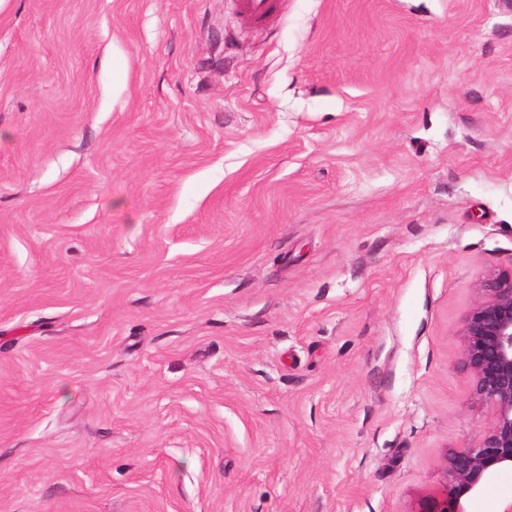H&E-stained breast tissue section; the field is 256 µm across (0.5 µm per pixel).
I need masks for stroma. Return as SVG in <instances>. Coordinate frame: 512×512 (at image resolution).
<instances>
[{
	"mask_svg": "<svg viewBox=\"0 0 512 512\" xmlns=\"http://www.w3.org/2000/svg\"><path fill=\"white\" fill-rule=\"evenodd\" d=\"M511 270L512 0H0V512H418ZM238 7L247 19L259 22L269 18L275 10L274 0H238Z\"/></svg>",
	"mask_w": 512,
	"mask_h": 512,
	"instance_id": "stroma-1",
	"label": "stroma"
}]
</instances>
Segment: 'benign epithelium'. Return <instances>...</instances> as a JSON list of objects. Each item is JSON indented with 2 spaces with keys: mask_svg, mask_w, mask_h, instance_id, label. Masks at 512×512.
Instances as JSON below:
<instances>
[{
  "mask_svg": "<svg viewBox=\"0 0 512 512\" xmlns=\"http://www.w3.org/2000/svg\"><path fill=\"white\" fill-rule=\"evenodd\" d=\"M479 290L460 336L473 400L489 410V423L473 444L446 454L442 488L423 500L419 512H467L466 498L497 470L512 469V272L486 278Z\"/></svg>",
  "mask_w": 512,
  "mask_h": 512,
  "instance_id": "7a95c632",
  "label": "benign epithelium"
}]
</instances>
